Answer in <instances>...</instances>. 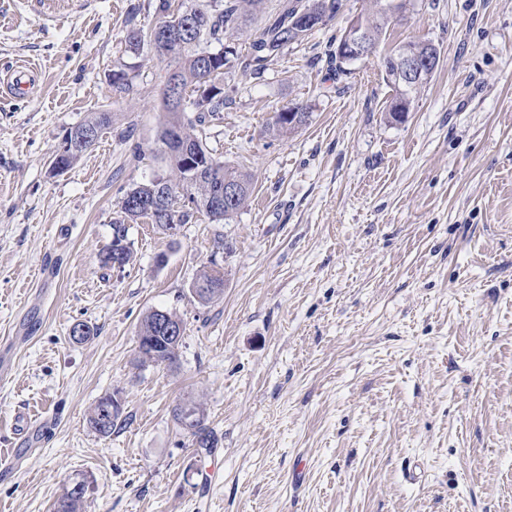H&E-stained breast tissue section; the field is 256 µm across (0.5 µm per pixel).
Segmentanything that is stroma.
Segmentation results:
<instances>
[{
  "mask_svg": "<svg viewBox=\"0 0 512 512\" xmlns=\"http://www.w3.org/2000/svg\"><path fill=\"white\" fill-rule=\"evenodd\" d=\"M225 75L208 149L252 174L227 224L129 225L131 261L101 262L119 201L163 175L169 68L130 30L157 0H0V450L42 418L0 512H53L68 479L84 512H512V0H411L380 53L433 41L442 65L407 122H385L378 56L334 76L329 53L363 0ZM132 88L118 96L112 73ZM309 112L275 136L274 111ZM93 112L112 125L70 168L50 163ZM224 295L203 303V267ZM185 324L173 364L138 360L151 310ZM78 323L94 334L77 341ZM107 394L126 422L90 425ZM200 404V448L173 416Z\"/></svg>",
  "mask_w": 512,
  "mask_h": 512,
  "instance_id": "stroma-1",
  "label": "stroma"
}]
</instances>
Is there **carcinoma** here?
Segmentation results:
<instances>
[{
	"instance_id": "carcinoma-1",
	"label": "carcinoma",
	"mask_w": 512,
	"mask_h": 512,
	"mask_svg": "<svg viewBox=\"0 0 512 512\" xmlns=\"http://www.w3.org/2000/svg\"><path fill=\"white\" fill-rule=\"evenodd\" d=\"M264 0H219V8L209 14L201 29L197 42L193 43L184 36H173L159 45L156 55L158 58L173 66V72L182 89L186 90L185 100L178 103L164 101L163 121L158 130V151L162 153L167 163L166 182L170 190L190 198L191 206L181 214L180 223L187 224L198 212L204 213L211 221L221 222L231 219L247 203L253 188L252 176L226 165H221L223 180L237 187V195L230 203L224 205V210L213 211L205 206V200L213 186L216 175L212 167L204 159L198 161L191 158L195 169L200 176L192 183L186 181L188 169L186 160L180 154L179 147L183 143L194 144L202 140L197 125L205 122L206 116H215L224 111V100L227 93L219 88L205 104L196 102L197 88L209 82L211 84L224 83L225 70L236 65L254 76L263 74L265 62L269 57L278 54L289 44L299 40L292 34L291 26L297 13L310 10L317 15H326L333 18L339 11L341 0H281L278 10L266 16L258 33L250 44V53L243 56L238 53L234 40L242 35V24L248 14L262 12ZM368 6L361 10L357 17L365 24V32L375 44L383 42L387 35L390 19L382 13V5L387 0H367ZM159 19L157 24L176 26L178 19L172 15L171 0H159L156 7ZM222 45V54L217 58L213 67L203 64L202 53L212 43ZM385 78L392 87L393 96L385 108V119L389 123L397 121L398 106L406 99L416 100L420 91L418 87H411L397 80L390 72H385ZM304 112L306 108L299 104L286 106L274 112L270 118L268 129L279 136H288L297 131V128L282 117L286 111ZM195 112V120H187L184 113ZM77 127L66 130L58 154L63 156L65 167H70L81 155L72 149V142ZM157 188L154 181L136 184L130 187L121 198L120 216L113 220L115 236L112 244L102 257V263L112 265V261L130 260L131 250L125 244V225L135 224L141 218L151 219V216L142 211L133 210L128 206L126 197L135 194L147 197ZM194 283L203 288V291H193V294L203 303L219 299L224 295V279L217 276L213 269H203L194 280ZM159 311L153 310L143 317L139 335L154 337V343L147 348H140V358L144 362L154 364H172L177 360L179 346H170L165 339L157 337V321ZM174 416L178 424L192 436L196 437L199 447H215V439L203 424L199 407L194 403L180 404L174 409ZM86 496L77 493L74 489L66 490L56 501L55 512H82Z\"/></svg>"
}]
</instances>
